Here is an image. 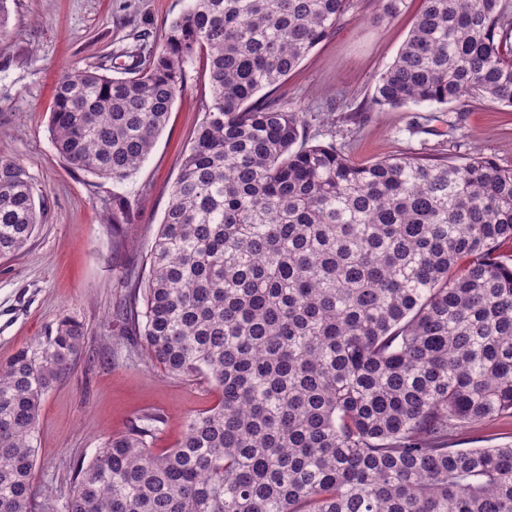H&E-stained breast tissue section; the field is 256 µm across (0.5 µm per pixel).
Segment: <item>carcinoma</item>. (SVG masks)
I'll return each mask as SVG.
<instances>
[{"instance_id": "carcinoma-1", "label": "carcinoma", "mask_w": 512, "mask_h": 512, "mask_svg": "<svg viewBox=\"0 0 512 512\" xmlns=\"http://www.w3.org/2000/svg\"><path fill=\"white\" fill-rule=\"evenodd\" d=\"M378 78V108L479 95L512 108V0H422ZM350 0H190L123 78L58 80L51 142L74 169L137 170L206 60L211 104L120 316L169 376L217 403L179 444L155 428L77 464L65 512H512V446L457 448L512 417V169L396 157L358 165L298 144L273 98ZM112 231L128 202L104 200ZM27 169L0 156V256L41 223ZM68 317L0 362V512H35L40 405L80 356Z\"/></svg>"}]
</instances>
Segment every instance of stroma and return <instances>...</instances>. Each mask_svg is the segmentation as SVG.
I'll list each match as a JSON object with an SVG mask.
<instances>
[{
    "mask_svg": "<svg viewBox=\"0 0 512 512\" xmlns=\"http://www.w3.org/2000/svg\"><path fill=\"white\" fill-rule=\"evenodd\" d=\"M188 0H11L10 35L0 40V156L31 174L44 217L27 248L0 258V361L62 317L81 322L76 366L44 396L33 481L39 512H63L76 462L112 435L155 417L156 451L176 446L187 421L217 393L202 377L166 375L141 337L115 317L131 276H146L170 190L211 101L202 61L185 67L187 89L143 165L112 183L73 170L48 133L53 86L65 73L111 68L113 56L154 54ZM422 7L402 0L384 16L378 0H353L335 33L316 46L275 93L297 111L311 145H333L365 163L415 156L462 162L479 155L512 168V112L470 95L447 105L365 111L379 75L394 61ZM123 196L133 209L126 248L112 246L101 201Z\"/></svg>",
    "mask_w": 512,
    "mask_h": 512,
    "instance_id": "1",
    "label": "stroma"
}]
</instances>
